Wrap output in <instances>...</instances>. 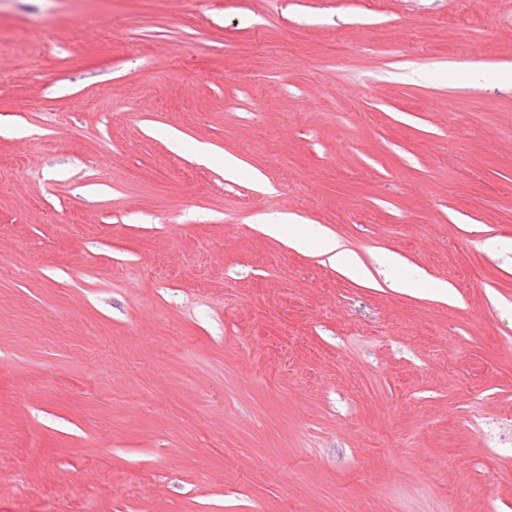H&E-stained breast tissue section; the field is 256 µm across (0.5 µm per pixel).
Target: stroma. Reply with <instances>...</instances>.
Listing matches in <instances>:
<instances>
[{"label":"stroma","mask_w":512,"mask_h":512,"mask_svg":"<svg viewBox=\"0 0 512 512\" xmlns=\"http://www.w3.org/2000/svg\"><path fill=\"white\" fill-rule=\"evenodd\" d=\"M504 67L512 0H0V512H512ZM267 233L285 239L288 245L296 249L307 248L312 240L318 243L320 255L338 272L350 276L360 277L362 267L356 255L344 247L336 237L320 232L313 224H303L295 221L291 216L282 215L271 224H265Z\"/></svg>","instance_id":"1"}]
</instances>
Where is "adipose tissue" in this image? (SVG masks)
Listing matches in <instances>:
<instances>
[{"mask_svg":"<svg viewBox=\"0 0 512 512\" xmlns=\"http://www.w3.org/2000/svg\"><path fill=\"white\" fill-rule=\"evenodd\" d=\"M267 233L285 239L289 246L296 249L307 248L310 242H317L320 255L338 272L350 276H360L362 267L356 255L344 247L336 237L320 232L311 224L295 221L291 216L283 215L268 224Z\"/></svg>","mask_w":512,"mask_h":512,"instance_id":"1","label":"adipose tissue"}]
</instances>
